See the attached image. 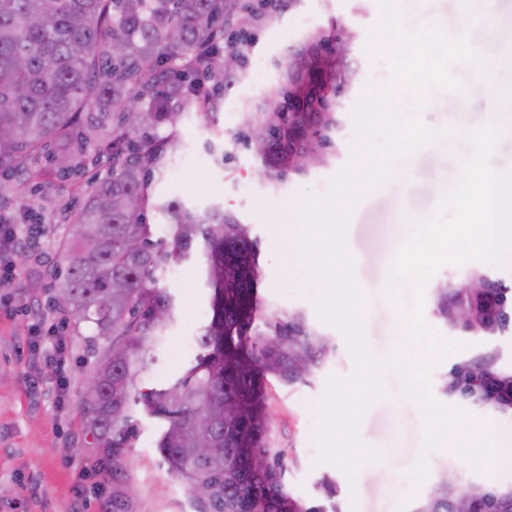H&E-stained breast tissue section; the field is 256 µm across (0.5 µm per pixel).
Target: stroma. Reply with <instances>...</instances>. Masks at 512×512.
<instances>
[{"instance_id": "stroma-1", "label": "stroma", "mask_w": 512, "mask_h": 512, "mask_svg": "<svg viewBox=\"0 0 512 512\" xmlns=\"http://www.w3.org/2000/svg\"><path fill=\"white\" fill-rule=\"evenodd\" d=\"M406 29L437 25L451 38L467 33L480 23L485 37L476 50L491 59L512 52V0H396ZM380 18L377 0H300L277 20L252 29L253 47L241 75L224 96L214 123L196 113L188 114L177 130L181 150L153 181L155 200H176L197 211L218 204L251 227L258 240L263 303L279 315L302 312L311 329L328 336L333 349L320 368L306 381L290 386L271 383L269 401L275 422L273 438L284 451L289 493L309 504L325 501L323 481L336 488L337 512H411L431 488V478L451 471L471 483L486 482L468 462L449 449L426 451L425 423L418 406L402 397V380L385 371L387 397L375 400L364 414L358 435L377 449L379 461L368 463L348 478L338 467L318 463L316 434L318 403L330 376L347 377L355 370L344 335L323 322L312 299L318 291L300 261H287L283 250L284 226L296 212L303 195L325 196L333 177L352 156L356 137L352 111L368 83L391 79L386 52L369 54L370 32ZM338 25L355 36V80L337 113L330 158L326 164L275 183L262 180L263 168L243 139L242 111L260 103L286 83L290 47L311 33ZM265 66L266 80L250 84L256 63ZM435 109L422 112L430 128H455L456 136L419 149L399 159L388 189H377L355 207L346 233L354 259V277L363 291L364 338L371 352L387 356L403 335L397 310L385 296L390 264L411 232L413 221L432 216L439 203L428 184L438 178L455 185L461 162L473 152L462 129L481 125L489 102L462 93L432 90ZM108 165L78 170L74 182L86 185L105 179ZM71 182V183H74ZM69 182H55L43 193V222L39 240L43 262L21 265L13 272L12 287H0V512H195L185 483L170 473L156 450L160 422L133 407L135 436L120 464L103 456L88 431L81 411L85 382L92 370L93 351L88 339L90 323L58 325L47 334L43 314L52 312L49 263L63 248L65 230L61 209H76L78 199ZM474 272L489 274L512 285V264L500 261L449 262L435 273L424 289L422 319L444 341L457 344L433 369L431 392L441 404L461 408L480 421H493L512 435V408L477 404L441 390V380L455 366L478 358L490 359L496 371L512 375V327L487 335L472 334L445 325L433 314L434 290L441 284L456 285ZM176 303V320L160 344L159 361L149 386L163 388L180 377L199 352L197 337L210 318L209 292L203 285L199 259L177 264L163 277ZM70 378L65 401L53 393L57 371ZM426 458L429 481L414 485L410 469Z\"/></svg>"}]
</instances>
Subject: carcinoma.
<instances>
[{
  "label": "carcinoma",
  "instance_id": "carcinoma-1",
  "mask_svg": "<svg viewBox=\"0 0 512 512\" xmlns=\"http://www.w3.org/2000/svg\"><path fill=\"white\" fill-rule=\"evenodd\" d=\"M297 0H0V209L8 187L37 194L43 157L59 180L98 164L107 149L112 173L80 189L67 221V242L51 269L53 302L94 325L93 375L98 403L81 405L98 447L117 462L134 437L131 406L162 420L157 451L182 479L196 512H329L291 496L282 450L274 446L267 383L304 381L330 340L296 312L261 309L257 238L224 207L203 213L177 201L152 202V177L180 149L176 129L188 112L220 110L229 79L223 43L243 64L248 28L271 23ZM336 27L288 53L286 87L244 112L250 144L280 180L327 161L338 126L333 101L353 82L354 59ZM159 207L169 224L153 239L146 212ZM200 247L211 319L185 374L161 389L143 383L174 322L173 296L159 286L173 264ZM465 308L458 322L474 334L512 326V288L498 280L476 293L442 284L435 314ZM103 345H98V340ZM445 394L475 403L463 367L451 370ZM444 472L412 512H512V489L476 484L457 499Z\"/></svg>",
  "mask_w": 512,
  "mask_h": 512
}]
</instances>
